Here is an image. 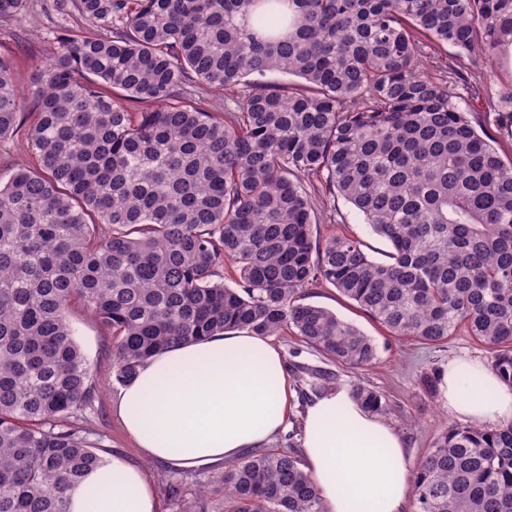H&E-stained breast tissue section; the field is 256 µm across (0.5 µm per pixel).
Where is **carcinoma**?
I'll list each match as a JSON object with an SVG mask.
<instances>
[{
	"mask_svg": "<svg viewBox=\"0 0 512 512\" xmlns=\"http://www.w3.org/2000/svg\"><path fill=\"white\" fill-rule=\"evenodd\" d=\"M52 7L60 33L28 88L0 55V142L22 131L38 156L0 184V512H66L107 463L85 427L95 387L75 302L111 331L121 384L158 352L233 330H289L371 365L370 337L299 299L325 284L395 337L440 347L465 328L512 385V157L453 81L421 69L430 44L492 60L512 43V0ZM199 83L224 91V111ZM495 115L512 126V89ZM314 180L391 244L387 260L354 238L313 240ZM352 396L389 410L359 383ZM413 484L415 512H512V424L449 425ZM214 490L224 512H322L293 452L245 456Z\"/></svg>",
	"mask_w": 512,
	"mask_h": 512,
	"instance_id": "carcinoma-1",
	"label": "carcinoma"
}]
</instances>
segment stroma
Listing matches in <instances>:
<instances>
[{
	"label": "stroma",
	"instance_id": "35a3bbf8",
	"mask_svg": "<svg viewBox=\"0 0 512 512\" xmlns=\"http://www.w3.org/2000/svg\"><path fill=\"white\" fill-rule=\"evenodd\" d=\"M52 0H26L20 16L0 20V53L14 62L15 77L21 87H28L36 61L43 57L42 48L53 26L49 9ZM431 61L465 75L467 82L458 88V102L474 126L485 129L492 143L506 157L512 156V131L494 124L493 115L502 92L512 86V53L499 51L495 60L472 67L467 55L450 47L430 49ZM318 221L313 226L314 238L323 240L334 235L357 237L365 252L373 259H383L390 252L387 241L375 234L363 215L343 198L329 201L319 198L316 203ZM303 302L327 308L356 326L377 346L378 358L359 373L329 359L320 351L290 334L273 336L281 350L285 368L294 382L293 414L283 431L265 444V451L301 448L302 421L308 407L317 399L318 387L332 390L351 387L354 381L381 392L390 404L386 420L404 437L413 461H420L435 438L454 421L441 394L430 393L422 384L424 374L443 370L449 359L467 357L491 364L492 348L459 330L447 345L433 348L410 338L391 336L389 331L354 303L343 297L336 288L326 285L300 290ZM75 336L91 367L96 385L94 412L91 414V441L109 452L126 456L139 466L148 482L156 489L160 512H180L183 503L193 502L205 512H224V496L213 489L214 481L223 468L219 465L183 470L163 461L148 460L134 449L131 440L121 429L114 410L121 386L112 374V336L110 331L73 304L69 311ZM181 487L180 498L167 492L169 483Z\"/></svg>",
	"mask_w": 512,
	"mask_h": 512
}]
</instances>
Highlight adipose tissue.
I'll list each match as a JSON object with an SVG mask.
<instances>
[{
    "label": "adipose tissue",
    "instance_id": "obj_1",
    "mask_svg": "<svg viewBox=\"0 0 512 512\" xmlns=\"http://www.w3.org/2000/svg\"><path fill=\"white\" fill-rule=\"evenodd\" d=\"M441 394L450 414L512 423V386L483 363L449 361ZM293 384L279 349L244 330L155 355L118 394L116 411L145 458L192 469L239 460L286 424ZM304 457L323 512H405L415 469L402 436L341 388L304 419ZM67 512H159L154 487L124 457L91 471Z\"/></svg>",
    "mask_w": 512,
    "mask_h": 512
}]
</instances>
